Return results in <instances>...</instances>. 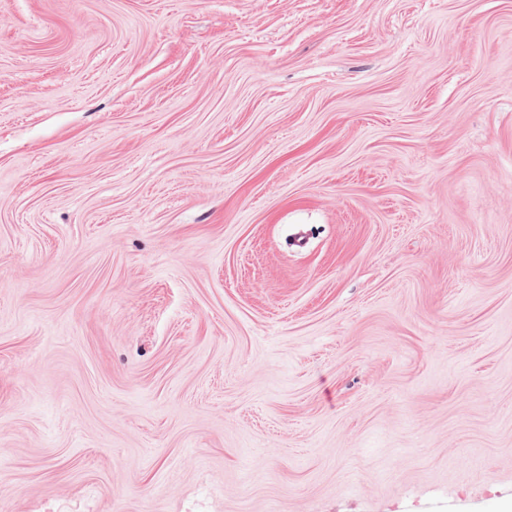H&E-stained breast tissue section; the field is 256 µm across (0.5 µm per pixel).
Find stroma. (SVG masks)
Wrapping results in <instances>:
<instances>
[{
    "label": "stroma",
    "instance_id": "obj_1",
    "mask_svg": "<svg viewBox=\"0 0 512 512\" xmlns=\"http://www.w3.org/2000/svg\"><path fill=\"white\" fill-rule=\"evenodd\" d=\"M0 512H512V0H0Z\"/></svg>",
    "mask_w": 512,
    "mask_h": 512
}]
</instances>
